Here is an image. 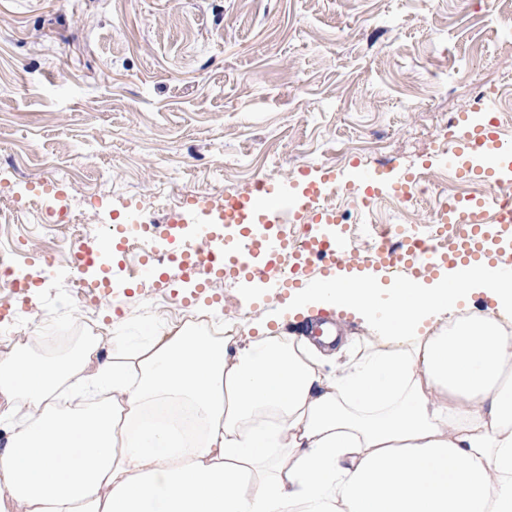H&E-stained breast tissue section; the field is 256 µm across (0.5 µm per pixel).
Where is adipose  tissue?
Listing matches in <instances>:
<instances>
[{
	"mask_svg": "<svg viewBox=\"0 0 512 512\" xmlns=\"http://www.w3.org/2000/svg\"><path fill=\"white\" fill-rule=\"evenodd\" d=\"M500 318L420 336L441 281L387 293L333 284L325 302L391 313L384 345L340 376L292 336L217 338L154 322L112 361L96 344L49 361L0 355V394L31 414L0 449L26 512H512V281L489 265ZM92 397L64 410L61 388Z\"/></svg>",
	"mask_w": 512,
	"mask_h": 512,
	"instance_id": "1",
	"label": "adipose tissue"
}]
</instances>
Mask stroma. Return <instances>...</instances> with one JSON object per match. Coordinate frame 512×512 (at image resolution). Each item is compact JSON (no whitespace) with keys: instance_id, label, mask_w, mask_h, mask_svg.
I'll list each match as a JSON object with an SVG mask.
<instances>
[{"instance_id":"1","label":"stroma","mask_w":512,"mask_h":512,"mask_svg":"<svg viewBox=\"0 0 512 512\" xmlns=\"http://www.w3.org/2000/svg\"><path fill=\"white\" fill-rule=\"evenodd\" d=\"M512 90V0H0V244L17 248L40 288L14 319L39 355L43 318L93 320L99 359L149 321L205 324L232 301L242 336L267 321L301 336L293 290L256 305L216 280L184 299L167 282L127 285L81 310L68 270L41 253L66 233L20 213L36 185L62 182L63 202L94 196L87 224L164 196L247 192L260 177L329 170L339 185L377 174L390 206L403 175L442 168L435 140L449 114ZM350 346L323 370L342 374L380 341L376 318L327 310Z\"/></svg>"}]
</instances>
